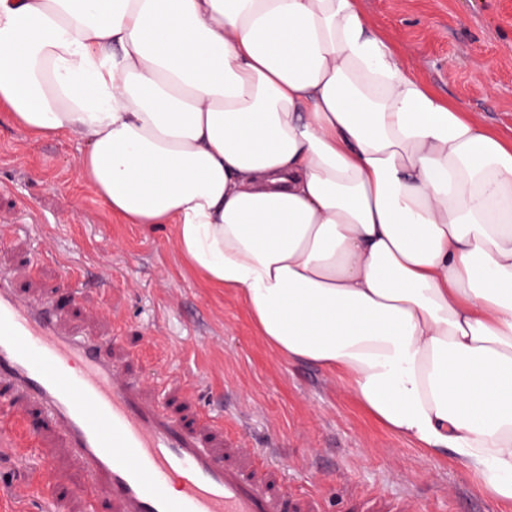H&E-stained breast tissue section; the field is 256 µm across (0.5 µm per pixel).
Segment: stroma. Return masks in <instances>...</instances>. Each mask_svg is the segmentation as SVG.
Returning <instances> with one entry per match:
<instances>
[{"label": "stroma", "mask_w": 512, "mask_h": 512, "mask_svg": "<svg viewBox=\"0 0 512 512\" xmlns=\"http://www.w3.org/2000/svg\"><path fill=\"white\" fill-rule=\"evenodd\" d=\"M412 73L512 142V0H359ZM79 141L36 138L0 112V276L49 302L71 332L117 338L129 376L162 390L187 422L213 420L216 445L244 436L318 490L325 512L353 498L412 497L426 512H512L455 457H434L306 361L279 358L233 289L205 287L180 256L172 225L128 224L82 181ZM33 434L26 460L0 450V502L21 512H111L76 498L87 474L42 408L19 401Z\"/></svg>", "instance_id": "obj_1"}]
</instances>
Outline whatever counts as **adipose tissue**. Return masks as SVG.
<instances>
[{"instance_id": "obj_1", "label": "adipose tissue", "mask_w": 512, "mask_h": 512, "mask_svg": "<svg viewBox=\"0 0 512 512\" xmlns=\"http://www.w3.org/2000/svg\"><path fill=\"white\" fill-rule=\"evenodd\" d=\"M0 110L281 358L512 503V142L358 0H0Z\"/></svg>"}]
</instances>
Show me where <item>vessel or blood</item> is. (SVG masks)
Masks as SVG:
<instances>
[{
  "label": "vessel or blood",
  "mask_w": 512,
  "mask_h": 512,
  "mask_svg": "<svg viewBox=\"0 0 512 512\" xmlns=\"http://www.w3.org/2000/svg\"><path fill=\"white\" fill-rule=\"evenodd\" d=\"M111 345L69 334L42 302L0 282V380L63 432L92 480L84 495L107 496L112 512H319V493L288 495L280 469L247 440L215 447L147 400ZM174 478L176 497L165 489Z\"/></svg>",
  "instance_id": "vessel-or-blood-1"
}]
</instances>
